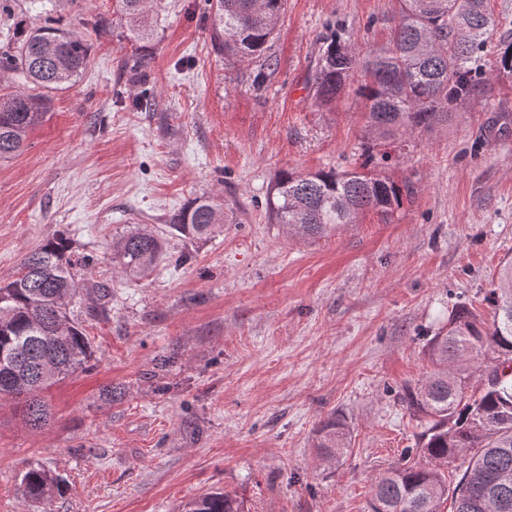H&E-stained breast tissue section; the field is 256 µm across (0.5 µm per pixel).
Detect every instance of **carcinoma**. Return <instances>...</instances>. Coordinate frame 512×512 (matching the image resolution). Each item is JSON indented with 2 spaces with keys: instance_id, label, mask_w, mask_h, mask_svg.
Returning a JSON list of instances; mask_svg holds the SVG:
<instances>
[{
  "instance_id": "cac0c4a2",
  "label": "carcinoma",
  "mask_w": 512,
  "mask_h": 512,
  "mask_svg": "<svg viewBox=\"0 0 512 512\" xmlns=\"http://www.w3.org/2000/svg\"><path fill=\"white\" fill-rule=\"evenodd\" d=\"M212 38L224 55L238 62L260 58L273 38L285 0H208ZM398 20L389 41L366 51L331 32L315 73L319 99L328 102L351 77H360L366 124L375 138L413 136L455 119L451 107L475 90L474 77L491 53L499 70L512 75V43L492 44L495 18L488 0H399ZM112 14L136 46L133 66L145 62L158 15L149 0H113ZM89 45L45 15L40 25L24 28L16 46L0 54V73L19 75L24 88L0 93V162L16 156L29 131L49 107V94L71 87L84 68ZM412 189L376 171L342 173L280 172L267 198L276 224L309 237L341 224L356 223L375 210L393 216ZM224 223V211L212 198H195L169 222L186 237L201 238ZM164 240L134 226L112 243L113 270L128 282L147 277L161 261ZM68 238L47 240L21 261L18 275L0 285V398H25L31 425L49 420L40 391L83 370L91 345L66 301L85 288L76 273ZM494 315L484 321L467 306L448 317V330L430 340L433 372L406 389L402 400L414 416L428 419L419 436L424 465L393 468L376 481L370 512H512V261L492 283ZM27 361L19 370L17 358ZM485 375L477 396L465 390L475 371ZM316 447L335 457L348 447V433L336 415L323 422ZM468 449L471 462L453 492L441 466ZM21 484L36 503L67 489L66 481L39 466L29 468ZM183 512H240L238 500L208 493L183 506Z\"/></svg>"
}]
</instances>
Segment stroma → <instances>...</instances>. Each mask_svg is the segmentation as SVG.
<instances>
[{
	"label": "stroma",
	"mask_w": 512,
	"mask_h": 512,
	"mask_svg": "<svg viewBox=\"0 0 512 512\" xmlns=\"http://www.w3.org/2000/svg\"><path fill=\"white\" fill-rule=\"evenodd\" d=\"M48 7L90 52L0 163V283L62 232L90 260L82 278L111 294L69 306L93 354L44 392L46 425L0 401V512H180L208 492L243 512H368L382 474L423 460L425 423L401 390L426 378L452 309L490 317L512 259V77L487 64L457 120L388 145L381 171L413 188L392 219L369 210L312 238L271 222L273 180L357 169L367 138L356 82L316 97L322 39L384 44L398 0H285L251 63L214 45L207 0H160L140 68L112 0ZM200 196L223 205V227L172 234L170 216ZM138 224L167 258L133 284L111 253ZM333 414L349 447L327 458L317 431ZM37 464L67 482L45 506L21 486Z\"/></svg>",
	"instance_id": "obj_1"
}]
</instances>
